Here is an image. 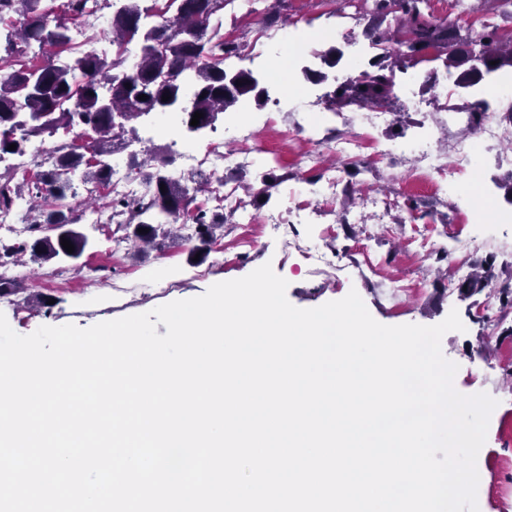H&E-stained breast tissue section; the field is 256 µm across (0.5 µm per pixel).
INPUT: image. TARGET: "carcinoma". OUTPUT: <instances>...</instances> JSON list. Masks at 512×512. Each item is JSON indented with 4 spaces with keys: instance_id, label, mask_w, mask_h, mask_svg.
I'll return each mask as SVG.
<instances>
[{
    "instance_id": "carcinoma-1",
    "label": "carcinoma",
    "mask_w": 512,
    "mask_h": 512,
    "mask_svg": "<svg viewBox=\"0 0 512 512\" xmlns=\"http://www.w3.org/2000/svg\"><path fill=\"white\" fill-rule=\"evenodd\" d=\"M43 0H0V24L18 16L4 34L0 48V157L21 155L32 137L54 136L83 129L89 142L73 138L53 146L48 168L34 179L14 182L0 172V209L26 204L24 220L32 242H0V266L14 264L25 254L41 261L74 262L82 257L87 238L76 230L82 219L73 177L79 176L88 198L112 180V157L125 148L127 124L156 112H176L191 132L211 126L218 115L244 97L261 100L267 91L250 69H231L226 61L242 57L245 45L222 33L224 7L229 0H62L61 11L76 21L94 6L111 9L106 15L112 35V56L87 50L67 63L70 50L66 24L53 21ZM356 8L351 19L366 21L362 35L377 50L358 76L340 83L328 95V109L338 102L380 105L394 103L396 72L422 62L426 49L442 62L455 87L484 88L512 69V37L503 40L495 25L483 26L477 37L459 27L434 20L425 12L428 0H347ZM372 8H366L367 3ZM404 23L408 37L398 39L383 27L388 18ZM322 68L305 70L315 82L329 80L343 53L332 45L316 53ZM242 85H236V82ZM146 95L140 100L138 96ZM170 99L162 100L163 95ZM203 114L196 126L195 113ZM16 149L8 150L9 145ZM170 154L139 159L132 153L127 166L142 175L147 193L130 202L114 196L107 203L112 217L136 246L158 245V238L174 236V224L187 215L196 225L197 244L191 253L210 251L224 228V211L196 203V193L209 189L204 174L174 176ZM165 190H160V187ZM146 232L140 233L138 229ZM74 245L69 253L61 239ZM502 305L512 308V271L501 280L493 269L477 266L470 279L458 284L461 296L471 298L491 284Z\"/></svg>"
}]
</instances>
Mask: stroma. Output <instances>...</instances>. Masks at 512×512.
<instances>
[{
    "instance_id": "stroma-1",
    "label": "stroma",
    "mask_w": 512,
    "mask_h": 512,
    "mask_svg": "<svg viewBox=\"0 0 512 512\" xmlns=\"http://www.w3.org/2000/svg\"><path fill=\"white\" fill-rule=\"evenodd\" d=\"M259 6L248 20L246 0H231L224 17L242 18L244 39L250 45L259 29L267 30L261 59L247 54L237 65L262 75L270 102H240L219 115L214 130L197 136L183 131L173 138H151L146 120L134 123L137 137L145 138L149 150L188 142L203 151L223 141L224 173L242 189L241 208L206 257L190 258L193 241L184 230L163 250L142 252L116 225L84 220L78 229L89 245L78 264L27 259L15 267L16 278L31 293L47 299V306L32 308L20 294L0 298V313L21 335L47 324L87 328L199 296L216 282L244 277L266 263L287 280V299L298 308H314L354 290L371 316L384 325L433 326L450 311H458L465 329L447 332L441 350L458 366V392H484L497 401L477 458V502L479 512H503L502 498L512 497V360L506 357L512 351V310L502 311L499 299L481 294L473 300L462 298L457 285L473 273L474 261L487 260L499 269L512 263V196L501 186L507 175L504 150L490 147L478 161L483 208L507 217L506 222L491 224L479 219V207L471 197L454 192L463 172L441 180L434 170L418 167V155L401 150L406 143H424L429 153L449 163L456 143L469 139L462 118L449 116L446 110L451 102L461 109L468 104L461 97L448 100L446 71H439L434 88L426 93L422 82L431 63L409 69L394 90L405 111L401 123L388 116L376 118L372 105L351 103L328 112L326 96L337 82L368 67L372 51L361 27L345 18L343 0H260ZM275 10L285 17V26H267L265 15ZM429 12L465 31H479L489 22L502 34L512 33V15L503 13L498 0H429ZM336 28L350 32V39L327 38V31ZM304 32L313 35L310 50L333 45L342 51L333 80L307 81L295 60L281 73L269 74L268 58L289 52L284 38ZM311 111L321 112L318 125L308 123ZM240 123L265 130V149L282 156L278 171L289 179L272 189L269 198L255 194L267 170L264 152L253 154L247 163L238 158ZM362 135L371 138V145L361 163L346 164L337 145ZM303 154L310 156V163H299ZM331 168L352 184L353 204L330 199L319 176ZM370 197L375 200L371 206L366 203ZM278 213L294 225V233L284 235L273 225L258 224L256 247L245 253L237 248L247 215ZM419 232L429 237L427 246L416 241ZM303 247L334 253V267L309 264L299 253Z\"/></svg>"
}]
</instances>
